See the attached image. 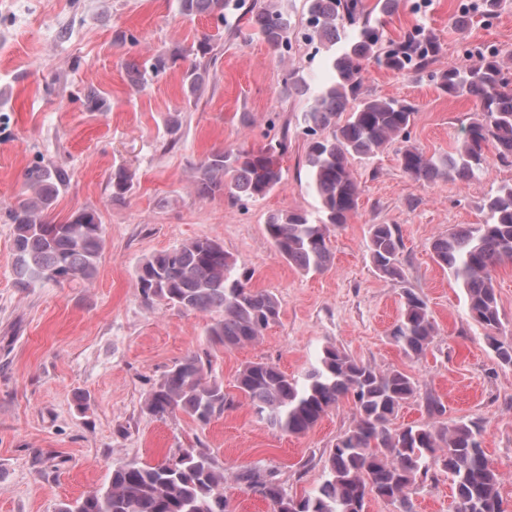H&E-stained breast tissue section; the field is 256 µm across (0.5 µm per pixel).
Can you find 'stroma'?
Masks as SVG:
<instances>
[{
	"instance_id": "obj_1",
	"label": "stroma",
	"mask_w": 512,
	"mask_h": 512,
	"mask_svg": "<svg viewBox=\"0 0 512 512\" xmlns=\"http://www.w3.org/2000/svg\"><path fill=\"white\" fill-rule=\"evenodd\" d=\"M454 8L455 0H401L384 29L396 38L423 22L440 42L439 69L473 64L487 48L512 55V0H502L494 19L473 17L462 31L452 23ZM288 10L292 48L281 60L258 36L183 16L179 0H0V512H57L60 502L106 486L118 462L155 465L186 448L208 449L223 466L232 512H269L238 481L246 468L303 495L323 481L331 449L354 425L352 402L292 435L260 421L242 400L205 424L181 412L153 414L145 400L189 356H200L229 391L248 363L299 376L328 344L417 380L419 395L404 404L397 424L427 421L428 394L442 402V422H477L501 475L503 508L512 512V368L498 364L484 329L467 314L462 289L430 252L433 239L455 225L482 221V199L512 183V165L494 159L480 179L423 185L402 172L396 147L352 160L360 206L329 237L331 266L305 274L288 264L266 233V219L316 205L301 124L308 98L289 88L288 75L326 77L302 36L305 0H288ZM121 32L136 43H117ZM205 34L214 35L219 60L200 99L183 92L181 60L142 91L131 87L128 63L191 49ZM90 87L102 108L86 104ZM363 91L416 105L411 141L430 155L454 152L478 113L473 99L443 94L426 74L392 73L371 62ZM174 116L180 129L172 135L167 123ZM281 137L288 145L278 158L283 181L267 196L236 203L199 196L192 186L193 167L211 153ZM41 160L70 177L55 221L81 207L100 215L103 247L92 281L27 288L16 282L14 227L5 213L25 170ZM120 165L132 174L133 189L116 200L108 176ZM373 224L400 226L403 281L376 272L367 251ZM196 238L220 242L252 272V287L278 298L280 319L258 342L224 348L206 334L209 315L145 301L138 263ZM407 288L426 299L437 324L425 354L412 359L390 340ZM411 498L415 512H453L450 475L435 469Z\"/></svg>"
}]
</instances>
